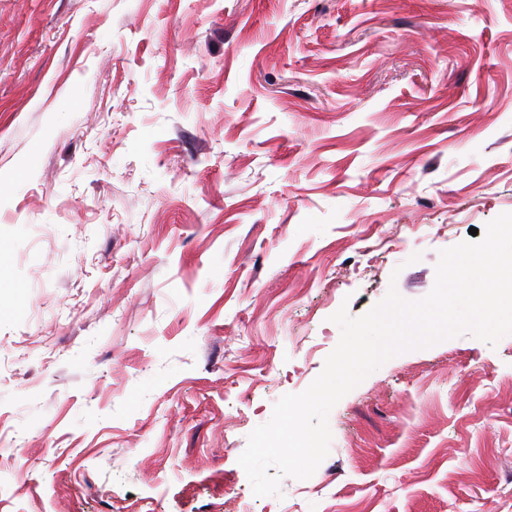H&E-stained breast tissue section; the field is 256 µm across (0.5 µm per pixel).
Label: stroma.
Masks as SVG:
<instances>
[{"instance_id":"obj_1","label":"stroma","mask_w":512,"mask_h":512,"mask_svg":"<svg viewBox=\"0 0 512 512\" xmlns=\"http://www.w3.org/2000/svg\"><path fill=\"white\" fill-rule=\"evenodd\" d=\"M0 512H512V335L238 458L389 288L512 213V0H0Z\"/></svg>"}]
</instances>
